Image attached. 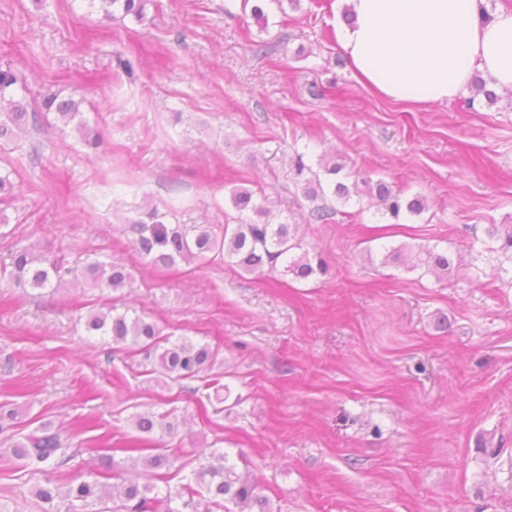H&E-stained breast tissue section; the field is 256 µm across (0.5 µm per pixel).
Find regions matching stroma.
Listing matches in <instances>:
<instances>
[{
  "label": "stroma",
  "mask_w": 512,
  "mask_h": 512,
  "mask_svg": "<svg viewBox=\"0 0 512 512\" xmlns=\"http://www.w3.org/2000/svg\"><path fill=\"white\" fill-rule=\"evenodd\" d=\"M338 10L267 0L262 26L242 0H151L140 22L90 0H0V67L23 78L14 98H74L102 138L91 151L52 115L0 149L17 186L0 213V265L27 248L132 274L116 292L68 276L51 296L0 280V405L17 431L48 423L70 439L83 472L102 462L75 421L120 448L137 436L131 415L169 414L171 488L220 447L274 512H512V256L489 251L486 235L512 222V103L380 97L329 37ZM258 43L271 54L255 55ZM324 155L424 197L425 211L389 224L350 204L311 221L295 159ZM240 187L270 222L298 225L325 278L220 258L155 268L132 247L136 206L152 202L172 224H238ZM418 243L463 262L442 278L383 264L385 249ZM114 298L164 334L209 344L223 403L88 334L83 316ZM10 456L1 434L0 502L42 512L39 476Z\"/></svg>",
  "instance_id": "obj_1"
}]
</instances>
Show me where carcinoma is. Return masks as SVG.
I'll list each match as a JSON object with an SVG mask.
<instances>
[{
	"mask_svg": "<svg viewBox=\"0 0 512 512\" xmlns=\"http://www.w3.org/2000/svg\"><path fill=\"white\" fill-rule=\"evenodd\" d=\"M100 10L109 18L121 15L141 21L145 18V7L150 0H97ZM20 82L18 72L12 67H0V101ZM485 97L489 102L498 99L495 92L486 89L485 80L478 78L470 87V95L463 105L473 108L476 99ZM8 111L0 110V145L17 138L26 131L29 123H37L41 115L55 113L62 122L72 123L80 115V102L56 93L43 95L32 106L24 99L8 101ZM322 173L313 172L307 182L305 194L311 200L332 195L336 201L346 205L351 200L368 199L379 207L383 218L398 223L404 216H418L426 209L421 197L408 198L400 189H395L382 180L376 182L360 176L343 173L344 166L333 159H320ZM326 175L321 179L320 175ZM231 204L239 211H250L255 218L232 226L226 224L215 230L204 227L190 238L178 224L165 223V214L158 207L145 204L140 217L130 220L128 229L136 236L139 253L154 267H170L179 262L186 264L222 256L224 261L249 273L272 272L278 262L284 263V271L297 280H308L327 273V264L320 256L308 252L295 255L302 249V242L292 233L289 224H272L268 211L253 200V193L245 188L231 191ZM487 235L498 246L493 252H512V225L506 233L500 226L492 224ZM384 262L401 263L410 270L441 277L455 267L452 255L435 246L418 244L401 246L388 251ZM71 269L57 264L46 265L28 249L17 250L10 255L9 267L0 269V278L9 276L16 281H25L34 289L53 287ZM83 277L96 288L117 291L126 286L130 273L120 263L94 261L85 266ZM86 331L97 336H108L118 347L139 348L156 354L154 372L172 380L193 379L205 373L214 364L216 353L207 344H198L182 338L170 341L159 326L145 318L131 316L120 311L116 305L102 306L91 311L85 318ZM132 426L141 437L124 449L130 454L133 465H141L147 482H123L119 495H114L104 483L108 478L120 479L126 464L110 454L108 439H92L111 474L76 472L64 482L52 479V474L67 463L62 452V440L58 431L43 423L13 444V455L25 461V466L34 474L45 475V483L33 487V496L44 504V512H230L225 503L231 502L238 512H271L269 501L260 494L258 480L250 473H242L227 453L215 450L199 462L186 483L178 490H163L158 483L166 482V470L173 459L162 446L150 447L155 442L151 435H172L174 423L168 415L158 417L136 414L131 418Z\"/></svg>",
	"mask_w": 512,
	"mask_h": 512,
	"instance_id": "carcinoma-1",
	"label": "carcinoma"
}]
</instances>
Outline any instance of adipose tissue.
Instances as JSON below:
<instances>
[{"instance_id": "1", "label": "adipose tissue", "mask_w": 512, "mask_h": 512, "mask_svg": "<svg viewBox=\"0 0 512 512\" xmlns=\"http://www.w3.org/2000/svg\"><path fill=\"white\" fill-rule=\"evenodd\" d=\"M487 0H344L339 42L357 78L381 95L426 106L453 102L475 75L512 89V9Z\"/></svg>"}]
</instances>
